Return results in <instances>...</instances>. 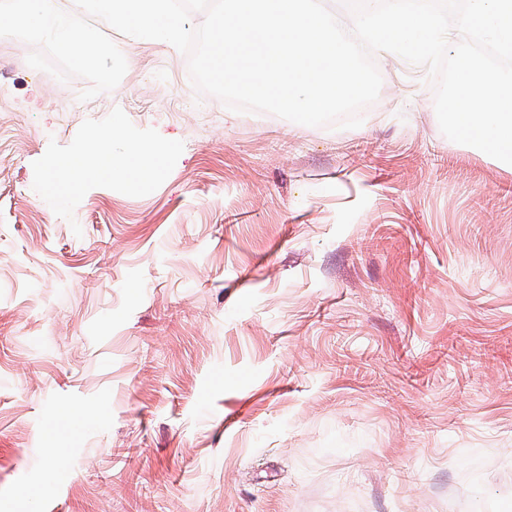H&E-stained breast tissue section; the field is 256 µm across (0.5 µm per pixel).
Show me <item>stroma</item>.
I'll use <instances>...</instances> for the list:
<instances>
[{
    "mask_svg": "<svg viewBox=\"0 0 512 512\" xmlns=\"http://www.w3.org/2000/svg\"><path fill=\"white\" fill-rule=\"evenodd\" d=\"M105 33L81 112L0 38V512H512V165L391 52L343 130ZM116 114L152 177L59 166Z\"/></svg>",
    "mask_w": 512,
    "mask_h": 512,
    "instance_id": "1",
    "label": "stroma"
}]
</instances>
